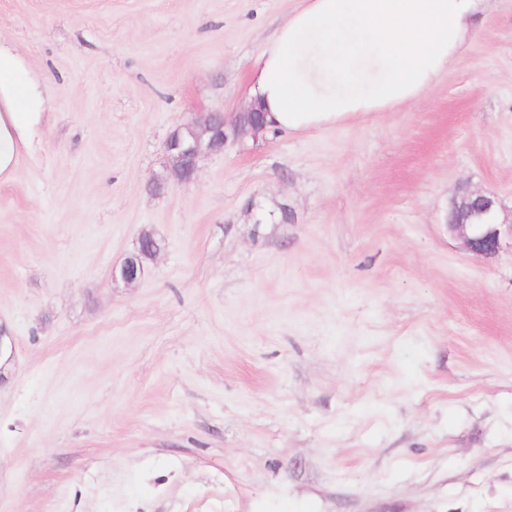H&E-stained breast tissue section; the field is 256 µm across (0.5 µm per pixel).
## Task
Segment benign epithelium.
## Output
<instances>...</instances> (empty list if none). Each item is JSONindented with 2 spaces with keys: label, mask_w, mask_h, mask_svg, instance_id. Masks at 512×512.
Here are the masks:
<instances>
[{
  "label": "benign epithelium",
  "mask_w": 512,
  "mask_h": 512,
  "mask_svg": "<svg viewBox=\"0 0 512 512\" xmlns=\"http://www.w3.org/2000/svg\"><path fill=\"white\" fill-rule=\"evenodd\" d=\"M264 112L251 105L228 121L222 112H209L191 118L177 127L167 139L168 169L174 179L189 183L196 179L201 158L224 151L227 143L245 134L257 135L264 128ZM448 233L464 250L491 257L505 245L512 246V221L500 218L495 197L467 190L453 203L448 216ZM143 276L138 257L128 254L112 268V283L126 285Z\"/></svg>",
  "instance_id": "obj_1"
}]
</instances>
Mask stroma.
I'll return each mask as SVG.
<instances>
[{
    "mask_svg": "<svg viewBox=\"0 0 512 512\" xmlns=\"http://www.w3.org/2000/svg\"><path fill=\"white\" fill-rule=\"evenodd\" d=\"M295 4L0 0L44 94L0 177V512H512V249L447 228L512 211V0L416 105L157 188ZM457 200L449 213L447 226L448 233L460 241L464 250L491 257L504 245L512 249V219L510 222L501 220L494 196L466 190ZM151 240L155 241L162 247L161 241L157 239L153 234H143L137 250L134 251L137 253L139 260L135 254L129 253L120 263V265L113 267L111 276L112 284L123 283L130 285L138 282L141 279L147 263L153 259L152 252L144 246L145 242H149ZM140 265L143 271L140 268Z\"/></svg>",
    "mask_w": 512,
    "mask_h": 512,
    "instance_id": "35a3bbf8",
    "label": "stroma"
}]
</instances>
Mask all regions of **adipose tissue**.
<instances>
[{
    "mask_svg": "<svg viewBox=\"0 0 512 512\" xmlns=\"http://www.w3.org/2000/svg\"><path fill=\"white\" fill-rule=\"evenodd\" d=\"M492 0H302L254 62L268 128L298 134L392 112L433 90ZM43 101L0 51V173Z\"/></svg>",
    "mask_w": 512,
    "mask_h": 512,
    "instance_id": "1",
    "label": "adipose tissue"
}]
</instances>
